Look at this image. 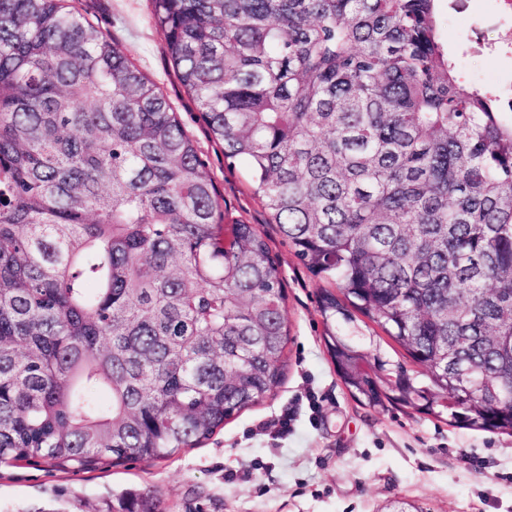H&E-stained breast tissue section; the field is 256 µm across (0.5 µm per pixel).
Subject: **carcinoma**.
<instances>
[{
	"label": "carcinoma",
	"mask_w": 512,
	"mask_h": 512,
	"mask_svg": "<svg viewBox=\"0 0 512 512\" xmlns=\"http://www.w3.org/2000/svg\"><path fill=\"white\" fill-rule=\"evenodd\" d=\"M437 0H152L186 93L315 276L349 394L512 434V117ZM285 284L160 87L70 0H0V464L168 461L280 386ZM359 314L419 366L350 333ZM105 512H164L150 490Z\"/></svg>",
	"instance_id": "1"
}]
</instances>
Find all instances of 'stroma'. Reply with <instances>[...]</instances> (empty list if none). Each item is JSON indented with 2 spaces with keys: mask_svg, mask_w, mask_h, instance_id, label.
<instances>
[{
  "mask_svg": "<svg viewBox=\"0 0 512 512\" xmlns=\"http://www.w3.org/2000/svg\"><path fill=\"white\" fill-rule=\"evenodd\" d=\"M72 5L162 89L201 151L225 223L252 224L266 240L285 282L288 365L269 398L172 460L78 472L42 462L1 465L0 512H102L113 496L148 487L166 512H380L399 499L427 512H512V435L453 426L409 407L371 408L350 396L322 339L318 300L327 280L268 223L244 166L228 165L210 140L175 75L150 0ZM490 8V0L456 10L438 3L449 54L484 86L497 66L486 50L497 31L479 21Z\"/></svg>",
  "mask_w": 512,
  "mask_h": 512,
  "instance_id": "1",
  "label": "stroma"
}]
</instances>
